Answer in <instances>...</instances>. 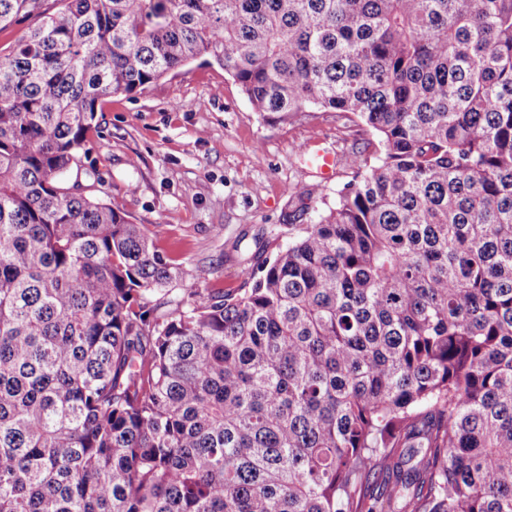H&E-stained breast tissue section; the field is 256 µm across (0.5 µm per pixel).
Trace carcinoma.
Segmentation results:
<instances>
[{"mask_svg":"<svg viewBox=\"0 0 512 512\" xmlns=\"http://www.w3.org/2000/svg\"><path fill=\"white\" fill-rule=\"evenodd\" d=\"M0 512H512V0H0ZM204 58L377 148L196 269L69 175Z\"/></svg>","mask_w":512,"mask_h":512,"instance_id":"carcinoma-1","label":"carcinoma"}]
</instances>
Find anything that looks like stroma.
Returning a JSON list of instances; mask_svg holds the SVG:
<instances>
[{"mask_svg":"<svg viewBox=\"0 0 512 512\" xmlns=\"http://www.w3.org/2000/svg\"><path fill=\"white\" fill-rule=\"evenodd\" d=\"M372 135L332 112L282 120L255 111L214 63L197 60L133 95L103 98L73 171L86 195L158 233L198 288L231 292L244 260L288 242L332 205ZM311 145L337 155L332 179L306 163Z\"/></svg>","mask_w":512,"mask_h":512,"instance_id":"1","label":"stroma"}]
</instances>
